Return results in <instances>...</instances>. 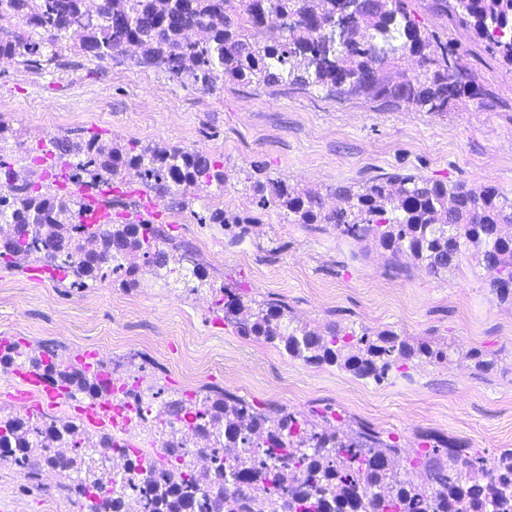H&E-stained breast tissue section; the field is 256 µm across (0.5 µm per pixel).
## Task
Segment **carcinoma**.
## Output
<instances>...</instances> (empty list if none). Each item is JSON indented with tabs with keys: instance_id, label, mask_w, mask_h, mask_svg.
<instances>
[{
	"instance_id": "1",
	"label": "carcinoma",
	"mask_w": 512,
	"mask_h": 512,
	"mask_svg": "<svg viewBox=\"0 0 512 512\" xmlns=\"http://www.w3.org/2000/svg\"><path fill=\"white\" fill-rule=\"evenodd\" d=\"M224 27L212 44L193 51L208 77L242 83H284L306 90L319 88L350 98L368 97L395 107L444 114L467 103L488 98L471 69L448 45L421 34L407 0H354L355 22L336 34L335 0H223ZM439 9L456 17L490 51L512 66V0H436ZM25 19L28 32L40 37L26 57L27 65L45 68L55 60L54 46L71 35L78 17L77 0H41L39 12H25V0H8ZM276 10L292 21V35L263 46L255 41L266 12ZM197 0H170L164 13L151 5L127 13L105 12L100 34L82 42L81 52L102 62L124 41L167 40L191 23ZM413 58L417 71L408 76L399 63ZM60 164L87 175L91 162L60 154ZM112 168L126 171L129 180L148 191L170 193L168 173H177L202 186L210 175V161L200 154L173 155L168 170L155 167L137 144L112 151ZM262 208L274 206L290 224H328L345 241L377 242L390 252L393 265L403 261L421 266L436 278L453 276L466 264L487 274L489 293L501 305L512 307V197L495 187L479 189L455 181L416 174H393L358 186H339L330 194L339 204L329 207L325 194L299 188L283 179L233 171ZM38 209L18 213L3 206L0 220L12 219L14 230L0 237V262L12 265L18 256L37 260L53 255L55 267L67 273L71 288H88L106 273H121L119 286L130 289L142 269L161 273L157 249L168 236L160 229L124 224V236L112 239L120 254L133 246L135 260L106 269L103 254L82 252L78 235L89 226L70 225L69 238L51 235L39 223L43 209L42 183L19 188ZM212 291L221 296L224 321L243 336H253L308 364L335 366L359 379L377 383L398 369L424 364L454 365L464 361L487 370L493 361L477 348H465L442 337L409 338L384 330H353L331 324L311 329L288 315L276 302L244 299L226 282ZM22 360L30 371L50 381L60 379L70 391L93 399L102 391L111 371L101 365L56 368L53 352L0 347V362ZM169 415L201 433L213 435L211 475L190 469L181 448H163L166 463L140 456L99 436L96 445L125 459L122 470H100L97 479L82 484L81 498L100 500L104 512H252L274 506L280 512H503L512 506V466L504 468L496 491L479 478L488 456L455 442L437 447L417 459L428 482L414 485L396 469L397 443L350 427L338 429L280 408L262 412L249 403L222 394L180 398L166 402ZM84 431L75 424L59 431L54 421L0 415V464L30 472L37 456L58 464L75 480L89 455L78 440ZM50 435L58 448L41 446Z\"/></svg>"
}]
</instances>
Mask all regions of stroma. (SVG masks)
<instances>
[{"label":"stroma","instance_id":"obj_1","mask_svg":"<svg viewBox=\"0 0 512 512\" xmlns=\"http://www.w3.org/2000/svg\"><path fill=\"white\" fill-rule=\"evenodd\" d=\"M409 9L421 33L458 44L463 63L491 93L489 104L429 114L317 88L232 81L204 95L163 72L147 81L133 74L116 78L84 57L56 61L35 85L1 72L0 98L10 119L32 133L27 150L33 165L61 193L73 186L33 134L40 101L78 105L94 95L98 108L82 113L72 141L93 135L107 140L118 129L134 141L187 138L225 169L260 170L322 191L403 173L511 195L512 66L438 10L435 0H411ZM151 87L157 91L152 111H137L138 98ZM112 197L113 223L143 218L191 251L211 234L196 192L161 198L127 183ZM224 199L259 223L244 239L225 240L212 276L230 278L245 296L285 304L313 328L337 324L357 332L392 328L412 337L442 336L485 351L493 366L425 365L392 372L378 384L239 335L215 299L195 306L190 295L162 281L133 294L108 281L72 288L34 262L0 263V331L69 360L109 343L113 361L124 369L121 384L146 380L166 397L225 390L261 410L283 406L340 417L397 439L408 450L400 462L409 470L416 465L414 451L428 450L435 439L451 438L488 455L512 450V309L493 301L483 276L465 269L442 280L418 266L389 268L378 246L350 245L326 224L288 223L232 180ZM173 207L179 219L171 218ZM80 509L60 483L0 465V512Z\"/></svg>","mask_w":512,"mask_h":512}]
</instances>
